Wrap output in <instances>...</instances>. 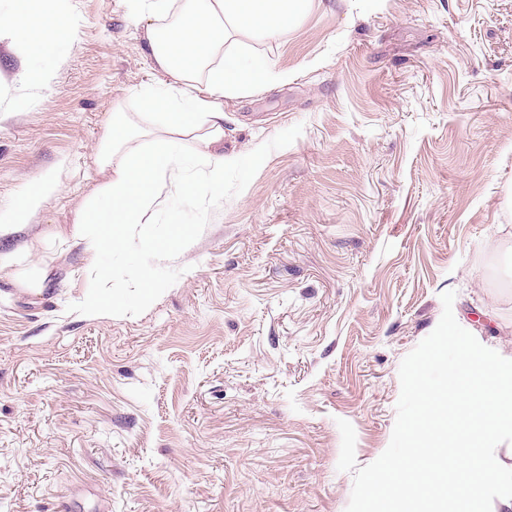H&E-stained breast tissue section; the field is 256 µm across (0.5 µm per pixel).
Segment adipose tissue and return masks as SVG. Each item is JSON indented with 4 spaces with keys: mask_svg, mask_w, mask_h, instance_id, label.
<instances>
[{
    "mask_svg": "<svg viewBox=\"0 0 512 512\" xmlns=\"http://www.w3.org/2000/svg\"><path fill=\"white\" fill-rule=\"evenodd\" d=\"M132 14L145 19L143 41L168 80L163 89L141 91L152 109L145 127L129 113H112L96 154L109 173L75 221L73 236L86 253L98 255L120 241L130 225L151 223L160 189L179 180L184 192L197 188L185 175V161L201 169L208 184L224 182V101L276 80L265 61L247 58L245 40L273 37L302 19L312 0H129ZM0 30L22 33L38 56L50 57L66 42L71 19L60 0H18ZM145 138L146 150L132 148ZM53 178L38 179L8 212L0 213V233L30 223ZM97 226L96 235L83 231Z\"/></svg>",
    "mask_w": 512,
    "mask_h": 512,
    "instance_id": "adipose-tissue-1",
    "label": "adipose tissue"
}]
</instances>
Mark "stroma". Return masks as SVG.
<instances>
[{"mask_svg": "<svg viewBox=\"0 0 512 512\" xmlns=\"http://www.w3.org/2000/svg\"><path fill=\"white\" fill-rule=\"evenodd\" d=\"M64 7L48 82L0 35V211L58 184L0 237V512H345L337 422L357 466L384 452L442 293L512 359V0H313L250 40L288 79L225 99V157L303 132L137 316L68 311L91 272L72 231L113 109L166 76L128 0ZM56 190L57 183L53 178L42 177L38 179L7 213H0V236L2 232H8L17 226L30 224L32 217L36 214L44 199L55 193Z\"/></svg>", "mask_w": 512, "mask_h": 512, "instance_id": "obj_1", "label": "stroma"}]
</instances>
